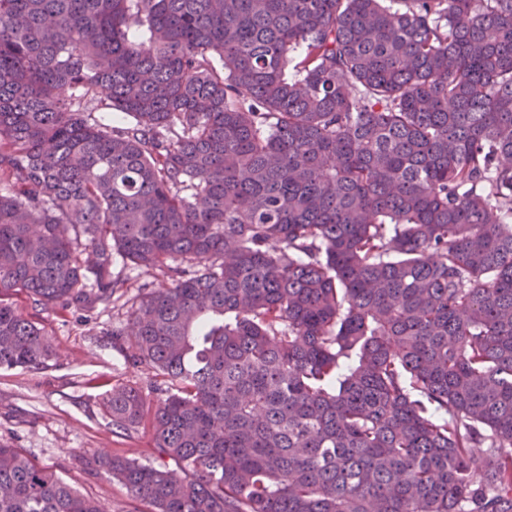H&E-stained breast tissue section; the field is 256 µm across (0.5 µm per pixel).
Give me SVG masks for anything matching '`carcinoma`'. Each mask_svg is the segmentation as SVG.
I'll return each instance as SVG.
<instances>
[{"label": "carcinoma", "instance_id": "carcinoma-1", "mask_svg": "<svg viewBox=\"0 0 512 512\" xmlns=\"http://www.w3.org/2000/svg\"><path fill=\"white\" fill-rule=\"evenodd\" d=\"M116 255L150 512H512V0H0V368ZM0 512L105 507L0 444Z\"/></svg>", "mask_w": 512, "mask_h": 512}]
</instances>
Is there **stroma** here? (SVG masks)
Returning <instances> with one entry per match:
<instances>
[{
  "label": "stroma",
  "mask_w": 512,
  "mask_h": 512,
  "mask_svg": "<svg viewBox=\"0 0 512 512\" xmlns=\"http://www.w3.org/2000/svg\"><path fill=\"white\" fill-rule=\"evenodd\" d=\"M112 277L121 286L105 305L62 311L18 300L19 311L47 335L54 356L38 369H0V443L22 449L33 462L101 502L106 512H148L124 486L89 467L104 454L155 460L147 427L119 431L104 414L102 401L112 386L146 391L151 384L149 372L132 364L129 351L113 350L104 332L127 328L139 295L172 286L175 276L117 262Z\"/></svg>",
  "instance_id": "35a3bbf8"
}]
</instances>
